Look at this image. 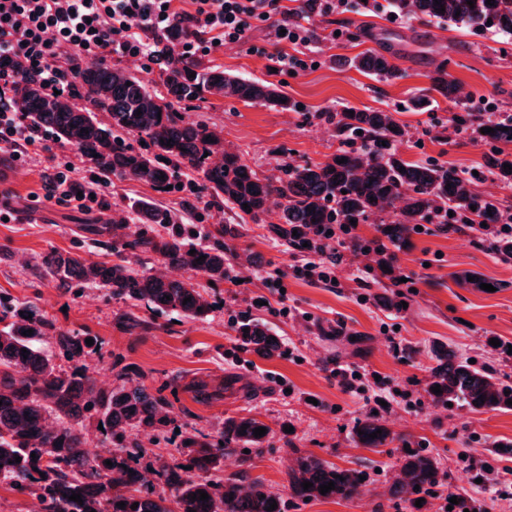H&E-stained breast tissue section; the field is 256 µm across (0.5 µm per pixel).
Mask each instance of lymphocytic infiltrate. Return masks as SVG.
Wrapping results in <instances>:
<instances>
[{"instance_id": "f902f5d3", "label": "lymphocytic infiltrate", "mask_w": 512, "mask_h": 512, "mask_svg": "<svg viewBox=\"0 0 512 512\" xmlns=\"http://www.w3.org/2000/svg\"><path fill=\"white\" fill-rule=\"evenodd\" d=\"M174 0H0V97L17 78V64L28 66L47 92L68 93L73 80L59 58L61 53L104 62L114 54L136 58L144 52L143 32L162 31L173 21L184 27L189 55L209 41L239 43L253 22L270 23L277 43H307L309 28L300 18H287L281 0H190L188 10ZM45 134L31 128L21 112L0 104V143L22 142L44 148ZM309 275L321 280L335 276L340 247L355 241L352 227L337 239L316 233Z\"/></svg>"}]
</instances>
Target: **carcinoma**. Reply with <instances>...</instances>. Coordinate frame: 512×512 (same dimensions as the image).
<instances>
[{
    "label": "carcinoma",
    "mask_w": 512,
    "mask_h": 512,
    "mask_svg": "<svg viewBox=\"0 0 512 512\" xmlns=\"http://www.w3.org/2000/svg\"><path fill=\"white\" fill-rule=\"evenodd\" d=\"M399 17L425 23H448L468 29L491 30L512 38V0H387ZM445 12H439L440 8ZM492 24H487V20ZM184 31L175 22L154 39L151 59L159 66L164 92L151 91L134 75L103 64H84L77 58L70 65L79 86L71 97L46 93L40 83L21 72L10 98L29 123L45 128L66 141L99 175L134 179L157 192H166L183 170L197 173L203 189L215 202H224L240 217L254 222L275 210L279 225L275 234L303 251L323 226L365 223L372 216H389L380 232L387 245L405 244L418 224L434 220L448 223V212L459 224H511L512 207L480 191L470 178L440 163H414L398 153L407 131L385 110L345 109L328 116L347 148L318 164L285 163L271 175H260L240 155L224 148L220 132L205 124L188 121L179 114L182 106L210 96L231 98L245 104L279 111H296L298 102L268 83L241 78L220 66L179 54ZM359 70L385 79L399 76V68L387 56L367 50L352 60ZM195 77H190V74ZM433 89L448 100L460 93L445 69L432 77ZM141 114H136V111ZM455 129L471 132L484 142L512 143V120L481 121L473 109L456 112ZM491 127L494 132L481 133ZM88 133H83V130ZM362 134H357V131ZM149 143L152 154L136 150L128 139ZM344 158L346 162L337 163ZM512 153L487 156L485 166L492 180L512 184ZM451 188H446V185ZM248 208H243V204ZM476 210H471V206ZM492 214H487V211ZM142 224H169L171 230L157 240L143 230L134 238L121 233L130 217H112V261L89 262L70 252L52 250L34 263H27L38 279H50L59 288L85 292L103 288L131 306L143 303L172 311L185 318L206 317L213 304L193 282L201 274L217 283L234 277L226 259L224 236H236L234 227L217 229V236L201 234L192 224H181L172 212L148 205L134 210ZM297 235H292V232ZM194 254H189V251ZM156 253L161 266L176 268L188 276L175 278L159 269L143 268L142 255ZM205 257L204 262L196 259ZM191 302L184 303V299ZM33 330L32 334L23 331ZM242 346L263 359L282 355L280 337L264 322L244 317L236 325ZM97 349L86 337L55 326L29 302L0 298V483L9 490L36 497L44 512H286V500L260 482L242 485L215 477L224 461V450L259 451L268 435L254 436L265 423L254 416L231 417L216 438L189 432L179 447L184 458L160 460L162 488L150 487L140 460L147 448L140 439H167L173 418L162 395L146 392L124 373L122 383L103 388L85 364L86 355ZM29 354H24V351ZM436 366L430 369L425 393L431 404L445 407L457 403L470 411H506L512 406V383L498 379L489 368H476L469 360L435 342L431 346ZM440 385L436 395L432 387ZM103 426L101 435L107 454L85 452V422ZM247 426L241 430V426ZM382 430L377 438L369 434ZM354 442L363 448H381L393 440L385 420L367 413L357 419ZM36 457H31V454ZM21 461H15V457ZM111 461L107 466L105 461ZM45 476H40V473ZM361 471L342 469L312 452L298 453L288 471V491L293 500L348 499L360 494ZM448 474L423 450L405 453L390 494L408 503L445 485ZM334 482L335 489L321 494L319 486ZM311 482L305 490L302 483ZM208 500H191L198 491ZM81 495L83 503L69 499ZM125 503V507L117 503ZM138 507L131 508L132 504Z\"/></svg>",
    "instance_id": "carcinoma-1"
}]
</instances>
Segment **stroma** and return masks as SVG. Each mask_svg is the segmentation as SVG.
<instances>
[{
    "mask_svg": "<svg viewBox=\"0 0 512 512\" xmlns=\"http://www.w3.org/2000/svg\"><path fill=\"white\" fill-rule=\"evenodd\" d=\"M306 25L314 39L289 46L288 52L307 66L292 73L272 71L275 38L261 22L241 43L214 45L202 55L205 63L240 77L280 86L301 103V111L212 97L188 110V117L217 126L245 163L268 175L283 163H318L341 149L327 113L386 109L411 134L400 148L404 159L455 167L473 175L479 190L512 203V185L491 181L485 167L495 144L475 141L466 132L440 134L459 105L431 85L436 68L446 65L470 99L479 101L480 112L512 115L511 40L490 31L395 18L378 0H349ZM369 49L392 53L399 77L385 81L350 66V59ZM417 93L428 96L424 109L408 105ZM73 157L71 147L58 139L39 154L0 144V209L11 213L10 221L0 222V295L37 304L58 328L97 337L99 350L87 362L100 385L116 384L118 374L131 373L147 392L167 397L182 431L213 437L228 417L252 414L264 421L271 429L265 447L247 454L225 450L221 477L258 480L287 494L288 468L298 450L367 476L354 498L309 501L288 512H447L458 492L467 494L478 512H512V454L497 447L512 441V411L436 408L424 393L435 341L512 381V260H501L465 225L426 224L403 247L390 248L395 278L382 275L376 254L347 252L332 284L306 273L312 254L295 251L276 236V214L258 224L234 216L205 193L192 191L184 179L159 193L114 176L103 203L88 208L50 199V178ZM140 200L176 211L188 224L215 230L228 220L238 228V236L226 240V250L253 265L238 283L212 285L198 277L213 304L206 318L180 319L143 305L133 310L96 290L76 297L27 270V260L52 250L111 260L110 236L97 241L86 228ZM462 272L499 287L486 292L460 286L456 277ZM391 291L399 293L402 308L379 303V295ZM132 310L143 325L130 332L122 317ZM245 314L281 337V357L263 360L243 350L235 323ZM336 319L348 335H324ZM492 337L500 348L489 347ZM339 370L362 378L354 387H341L335 377ZM372 411L394 435L387 447L360 448L352 440L357 418ZM409 446L425 447L448 473L447 485L419 507L389 492L395 466ZM486 468L492 481L477 482Z\"/></svg>",
    "mask_w": 512,
    "mask_h": 512,
    "instance_id": "obj_1",
    "label": "stroma"
}]
</instances>
